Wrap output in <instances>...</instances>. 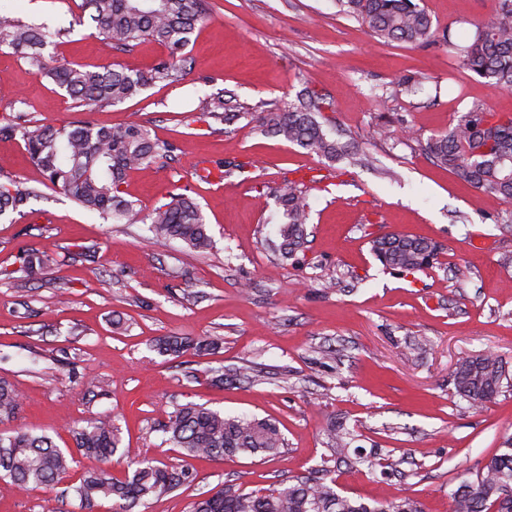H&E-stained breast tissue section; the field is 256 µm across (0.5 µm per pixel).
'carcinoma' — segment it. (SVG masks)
<instances>
[{"label": "carcinoma", "instance_id": "obj_1", "mask_svg": "<svg viewBox=\"0 0 512 512\" xmlns=\"http://www.w3.org/2000/svg\"><path fill=\"white\" fill-rule=\"evenodd\" d=\"M340 12L364 24L386 42L414 45L439 44L457 66L486 85L512 89V0H499L492 20L475 25L472 35L455 36L450 29L438 30L431 16L414 0H336ZM83 12L97 33L120 50H129L144 39L168 47L173 56L160 60L148 73L123 69L85 70L59 57L54 48L57 32L0 18V46H7L25 60L35 74L48 77L66 91L79 106L93 109L115 105L133 98L156 81L176 82L186 75L183 60L175 53L184 49L198 25L207 19L204 0H83ZM420 82L406 78L390 89L372 92L377 100L414 95ZM324 99L313 91L288 108L269 110L259 117L262 133L280 137L321 158L334 161L347 154L323 127ZM199 110L231 121L226 112L224 91L199 98ZM0 137L24 141L32 163L60 194L86 211L110 219L114 224H150L152 240L179 239L190 249L204 253L211 248L205 216L198 203L177 194L172 200L144 214L123 197L122 185L128 172L155 162L171 151V145L152 138L143 125L73 128L43 127L31 130L16 121L0 122ZM424 150L437 163L456 173L474 189L512 203V113L495 112L476 100L448 132L427 140ZM35 191L15 183L0 182V217L22 214ZM279 251L285 258L302 251L309 205L299 184L288 181L277 196ZM372 251L381 265L400 273H414L433 266L438 246L424 238L385 234L372 241ZM21 270H42L48 256L26 251L20 257ZM218 343L210 339L166 336L159 340L158 353L180 357L191 351L206 355ZM505 371L501 360L479 354L460 361L454 381L458 395L473 406L494 399L503 386ZM20 407L16 388L0 381V423L15 418ZM166 442L187 457L222 459L238 454L275 458L285 447L275 422L266 418L225 416L203 405L187 403L178 407L161 426ZM77 450L85 457L106 463L119 454V431L112 420L99 418L72 431ZM327 435L335 445L338 459L350 467L375 468L374 460L349 455V432L330 425ZM70 449L58 447L46 434L16 430L0 433V473L15 486H50L71 469ZM323 469V476H297L265 493L244 492L224 485L191 503L190 512H424L423 505L410 496L391 502H364L336 491V479ZM192 481V473L165 463L140 462L131 472L117 478L103 468L86 471L73 486L74 495L92 509L110 500L108 512H132L148 499L171 493ZM451 512H512V438L486 457L476 477L463 478L449 494Z\"/></svg>", "mask_w": 512, "mask_h": 512}]
</instances>
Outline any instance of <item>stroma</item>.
<instances>
[{"mask_svg":"<svg viewBox=\"0 0 512 512\" xmlns=\"http://www.w3.org/2000/svg\"><path fill=\"white\" fill-rule=\"evenodd\" d=\"M80 2L0 0V14L68 28L57 52L89 70L145 71L169 56L149 40L112 49L82 22ZM207 3V21L181 52L184 80L91 112L0 47V121L146 126L174 150L132 171L126 198L148 213L187 190L212 237L205 253L178 240L151 243L147 225L102 220L49 188L22 140L0 138V182L38 192L24 216L0 219V379L21 396L0 432L20 428L71 449V427L115 417L123 446L139 459L193 474L133 512H188L226 484L258 491L322 469L334 458L323 430L336 422L353 431L351 449L380 459L372 473L337 464L338 492L382 502L409 495L425 512H449L460 474L476 473L512 436V204L475 190L423 146L472 100L512 113V90L461 72L446 48L375 38L335 0ZM418 3L434 25L466 35L494 16L498 0ZM407 76L420 80L419 93L371 103L372 89ZM204 90L223 91L244 117L203 115ZM304 90L325 99L328 126L372 165L330 161L259 131L261 113ZM383 124L391 130L384 140L376 136ZM407 126L414 138L404 136ZM223 163L231 167L223 179H199ZM286 180L300 183L310 207L305 246L288 259L270 222ZM387 233L436 243L437 264L411 274L384 269L371 241ZM31 249L49 257L35 276L19 269ZM163 336L219 346L163 356L155 348ZM487 352L506 378L496 399L471 406L457 395L454 372L461 359ZM243 366L259 381L233 379ZM216 374L223 385L212 384ZM186 403L272 419L287 446L273 459L184 460L160 427ZM89 466L77 457L50 488L22 491L0 479V512H104L86 510L71 491Z\"/></svg>","mask_w":512,"mask_h":512,"instance_id":"35a3bbf8","label":"stroma"}]
</instances>
